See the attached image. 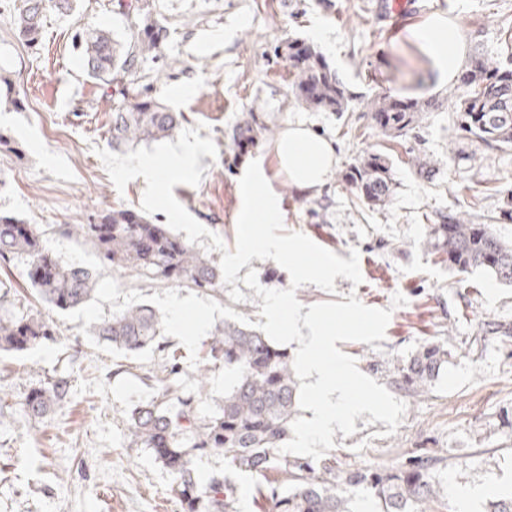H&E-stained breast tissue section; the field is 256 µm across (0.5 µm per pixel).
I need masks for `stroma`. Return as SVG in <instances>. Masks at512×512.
<instances>
[{"label":"stroma","instance_id":"35a3bbf8","mask_svg":"<svg viewBox=\"0 0 512 512\" xmlns=\"http://www.w3.org/2000/svg\"><path fill=\"white\" fill-rule=\"evenodd\" d=\"M119 0H74L68 13L46 11L39 45L17 36L21 0H0V83L10 82L21 107L0 105V132L19 154L0 150V211L43 230V241L62 262L97 278L113 277L121 292L150 296L167 282L104 266L81 239L59 232L62 224H91L112 207L139 209L146 183L124 191L110 180L98 149L107 147L112 105L79 61L77 37L104 26L126 37L132 22ZM165 28L159 55L143 59L126 84L128 96H150L186 116L200 137L212 138L216 157L202 156L199 185H177L176 199L217 234L221 260L234 250L242 199L239 180L251 161L277 197L286 232H300L343 259L358 255L360 285L336 277L334 292L312 284L297 289L303 305L345 302L391 309L384 339L338 342L358 368L406 405L402 423L387 435L383 422L357 417L356 433L335 432L337 474L396 467L416 456L435 458L432 474L445 491L436 512H459L453 489H482L473 512H486L497 497L512 494V286L482 271L456 272L424 243L440 214L492 223L512 242V220L498 210L500 191L512 190V150L485 148L453 125L454 85L424 87L429 55L409 36L431 16L448 18L468 53L488 65L508 52L500 38L512 24V0H407L394 16L389 0H151ZM331 41L320 52L355 98L343 114L315 112L288 89V38L310 41L315 28ZM436 99L412 144L431 161L422 179L403 146L391 152L396 190L386 208L362 204L345 180L355 159L386 140L368 117L377 95ZM247 112L269 128L267 138L238 151L224 133ZM301 122L336 146L327 185L298 194L279 174L276 147L287 123ZM29 259L0 264V314H42L56 326V340L21 353L0 355V512H179L171 479L147 450L125 438L131 407L151 396L138 377L157 369L161 352L111 356L97 351L79 323L62 319L36 297L27 280ZM406 305L392 308L394 294ZM448 350V363L429 390L414 394L393 381L394 369L424 343ZM127 373L115 375L116 365ZM66 375L73 388L65 403L39 420L23 410L26 393L45 376Z\"/></svg>","mask_w":512,"mask_h":512}]
</instances>
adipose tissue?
<instances>
[{
  "instance_id": "adipose-tissue-1",
  "label": "adipose tissue",
  "mask_w": 512,
  "mask_h": 512,
  "mask_svg": "<svg viewBox=\"0 0 512 512\" xmlns=\"http://www.w3.org/2000/svg\"><path fill=\"white\" fill-rule=\"evenodd\" d=\"M415 37L431 56L437 84L453 82L466 55L459 29L446 18L434 16L416 31ZM276 152L280 168L304 193L324 185L336 162L333 145L299 123L289 124Z\"/></svg>"
}]
</instances>
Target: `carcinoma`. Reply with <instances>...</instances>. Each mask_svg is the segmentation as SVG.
<instances>
[{"label":"carcinoma","instance_id":"obj_1","mask_svg":"<svg viewBox=\"0 0 512 512\" xmlns=\"http://www.w3.org/2000/svg\"><path fill=\"white\" fill-rule=\"evenodd\" d=\"M66 13L72 0H23L16 19L17 36L35 46L42 37L40 4ZM126 8L136 21L125 43L106 28L80 35L81 61L88 77L105 84L120 83L136 73L144 57L159 52L162 27L153 17L149 0H135ZM290 64V89L297 101L322 112H345L353 100L347 86L326 59L311 45L290 39L284 45ZM439 107L434 99H401L385 93L374 101L370 118L387 141L398 145L420 123L423 113ZM185 121L181 112L153 99L126 97L114 102L110 143L118 149L142 141L170 138ZM453 123L480 146L512 149V57L490 68L474 58L462 71L457 86ZM267 130L250 112L232 132L243 148L255 144ZM347 182L357 198L372 208L384 207L396 183L386 152L371 151L352 164ZM60 230L82 239L103 263L139 276L176 282L214 293L223 288L221 268L166 224L127 207L98 215L94 224H62ZM426 248L446 258L448 267L466 272L481 269L512 284V244L502 241L489 224H469L455 215H440L432 225ZM29 257L28 279L40 301L63 312L91 301L96 276L84 267L61 262L49 251L36 224L0 213V261L15 255ZM90 334L126 353L156 348L166 353L160 370L142 375L153 393L134 405L127 417L129 447L145 448L171 478L170 491L181 512H237L238 486L234 477H262L256 497L263 512H351L348 492L363 487L379 501L381 512H431L441 485L430 464L416 460L407 467L364 469L336 476V458L319 462L282 455L279 448L291 435L298 411L299 383L288 351L263 333L238 322L226 321L210 334L198 370L197 390L182 393L174 380L182 372L180 355L161 342L162 317L148 304H138L93 323ZM56 330L30 315L0 316V351L23 352L54 340ZM448 362V349L426 343L396 367L395 384L414 393L424 389ZM224 365L231 384L224 400L210 413L200 412L206 397L209 365ZM71 380L53 376L25 397V412L40 419L68 396ZM217 457L223 467L209 479L197 475L196 459Z\"/></svg>","mask_w":512,"mask_h":512}]
</instances>
